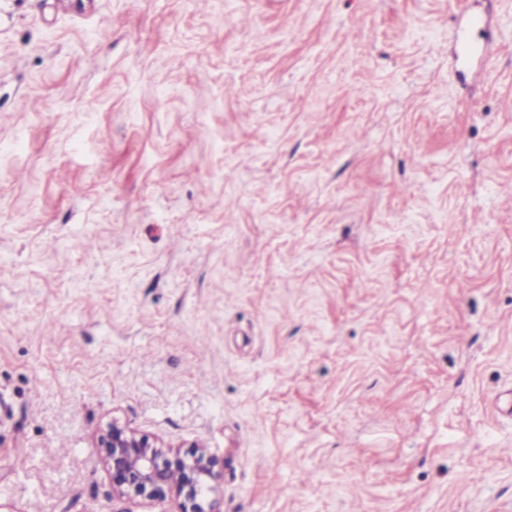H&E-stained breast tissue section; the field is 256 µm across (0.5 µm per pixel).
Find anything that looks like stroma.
<instances>
[{
	"label": "stroma",
	"instance_id": "1",
	"mask_svg": "<svg viewBox=\"0 0 512 512\" xmlns=\"http://www.w3.org/2000/svg\"><path fill=\"white\" fill-rule=\"evenodd\" d=\"M113 420L214 512H512V0H0V502L177 512ZM483 21L479 18L472 19L466 28L461 30L458 37V55L463 59L481 57L486 59L495 53V45L486 37L475 38L473 31L482 27ZM97 448L104 468L112 475L119 496L163 501L166 491L183 496L180 512H211L204 492L215 479L206 448L180 455L156 440L112 421L99 435Z\"/></svg>",
	"mask_w": 512,
	"mask_h": 512
}]
</instances>
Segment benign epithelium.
I'll return each mask as SVG.
<instances>
[{
	"label": "benign epithelium",
	"instance_id": "benign-epithelium-1",
	"mask_svg": "<svg viewBox=\"0 0 512 512\" xmlns=\"http://www.w3.org/2000/svg\"><path fill=\"white\" fill-rule=\"evenodd\" d=\"M97 447L116 494L162 501L169 491L183 497L180 512H211L205 491L215 474L205 448L180 455L116 422L102 430Z\"/></svg>",
	"mask_w": 512,
	"mask_h": 512
}]
</instances>
